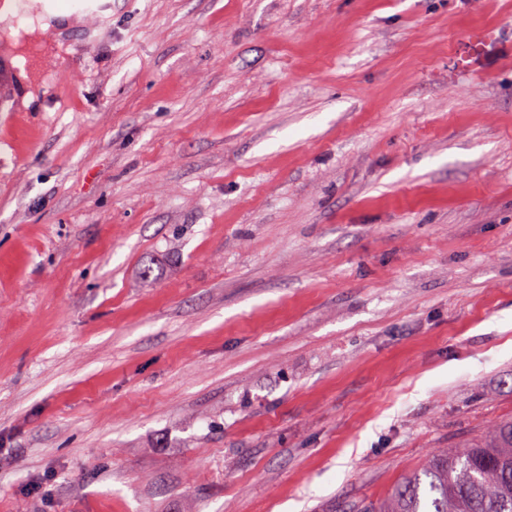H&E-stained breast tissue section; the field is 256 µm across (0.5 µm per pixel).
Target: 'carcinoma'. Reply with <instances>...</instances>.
<instances>
[{
  "label": "carcinoma",
  "instance_id": "carcinoma-1",
  "mask_svg": "<svg viewBox=\"0 0 512 512\" xmlns=\"http://www.w3.org/2000/svg\"><path fill=\"white\" fill-rule=\"evenodd\" d=\"M367 512H512V420L431 456Z\"/></svg>",
  "mask_w": 512,
  "mask_h": 512
}]
</instances>
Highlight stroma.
<instances>
[{"label":"stroma","mask_w":512,"mask_h":512,"mask_svg":"<svg viewBox=\"0 0 512 512\" xmlns=\"http://www.w3.org/2000/svg\"><path fill=\"white\" fill-rule=\"evenodd\" d=\"M0 42V512H357L512 419V0Z\"/></svg>","instance_id":"35a3bbf8"}]
</instances>
